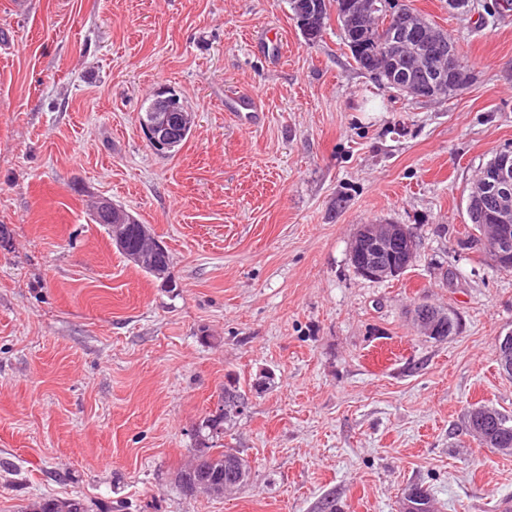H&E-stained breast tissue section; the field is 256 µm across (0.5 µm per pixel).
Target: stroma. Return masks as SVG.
<instances>
[{
  "label": "stroma",
  "mask_w": 512,
  "mask_h": 512,
  "mask_svg": "<svg viewBox=\"0 0 512 512\" xmlns=\"http://www.w3.org/2000/svg\"><path fill=\"white\" fill-rule=\"evenodd\" d=\"M0 0V512L81 496L120 512H498L512 456L473 441L476 403L512 414L495 360L512 272L467 238V188L512 148V11L410 0L461 51L452 98L356 68L337 24L310 42L288 0ZM277 32L278 45L267 44ZM196 115L153 149L145 102ZM253 95L243 128L228 97ZM105 196L165 243L146 275L89 212ZM420 242L398 278L349 260L366 224ZM421 302L458 315L434 340ZM221 445L251 470L224 499L183 494L192 425L228 377L249 384ZM129 260L135 265H141L147 262L150 257L141 251H135L128 255ZM143 272L154 277L157 280H161L162 282L171 281V271H170V262L169 255L159 254L156 262L151 265H141L138 266Z\"/></svg>",
  "instance_id": "35a3bbf8"
}]
</instances>
